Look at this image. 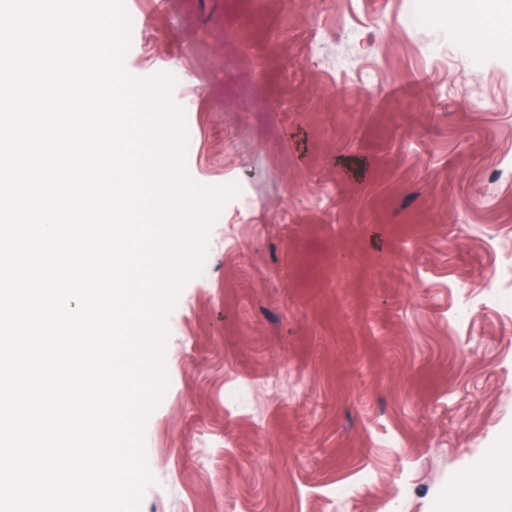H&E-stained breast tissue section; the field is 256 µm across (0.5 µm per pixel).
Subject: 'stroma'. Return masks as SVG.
Instances as JSON below:
<instances>
[{
	"instance_id": "35a3bbf8",
	"label": "stroma",
	"mask_w": 512,
	"mask_h": 512,
	"mask_svg": "<svg viewBox=\"0 0 512 512\" xmlns=\"http://www.w3.org/2000/svg\"><path fill=\"white\" fill-rule=\"evenodd\" d=\"M452 2L127 0L189 176L240 187L165 320L140 512H441L512 434V47L472 70Z\"/></svg>"
}]
</instances>
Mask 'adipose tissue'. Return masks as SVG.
I'll use <instances>...</instances> for the list:
<instances>
[{
  "label": "adipose tissue",
  "mask_w": 512,
  "mask_h": 512,
  "mask_svg": "<svg viewBox=\"0 0 512 512\" xmlns=\"http://www.w3.org/2000/svg\"><path fill=\"white\" fill-rule=\"evenodd\" d=\"M493 478L476 474L465 481L464 493H453L448 512H512V445L493 449Z\"/></svg>",
  "instance_id": "1"
}]
</instances>
